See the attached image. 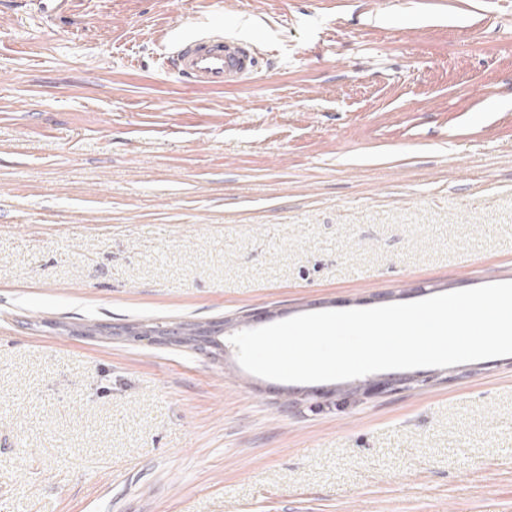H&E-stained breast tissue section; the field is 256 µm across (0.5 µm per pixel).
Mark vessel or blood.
<instances>
[{"label": "vessel or blood", "instance_id": "obj_1", "mask_svg": "<svg viewBox=\"0 0 512 512\" xmlns=\"http://www.w3.org/2000/svg\"><path fill=\"white\" fill-rule=\"evenodd\" d=\"M258 65L257 55L221 36L180 43L166 61L170 72L198 87H221L248 80Z\"/></svg>", "mask_w": 512, "mask_h": 512}]
</instances>
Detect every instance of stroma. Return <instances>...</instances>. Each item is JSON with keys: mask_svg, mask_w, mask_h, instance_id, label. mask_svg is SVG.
I'll use <instances>...</instances> for the list:
<instances>
[{"mask_svg": "<svg viewBox=\"0 0 512 512\" xmlns=\"http://www.w3.org/2000/svg\"><path fill=\"white\" fill-rule=\"evenodd\" d=\"M258 51L191 86L172 45ZM512 281V0H0V512H512V356L322 383L230 333Z\"/></svg>", "mask_w": 512, "mask_h": 512, "instance_id": "stroma-1", "label": "stroma"}]
</instances>
